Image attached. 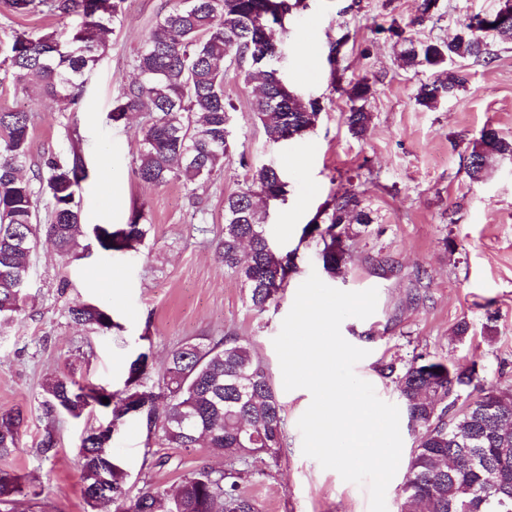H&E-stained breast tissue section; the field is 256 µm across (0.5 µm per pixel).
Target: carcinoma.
<instances>
[{
    "label": "carcinoma",
    "mask_w": 512,
    "mask_h": 512,
    "mask_svg": "<svg viewBox=\"0 0 512 512\" xmlns=\"http://www.w3.org/2000/svg\"><path fill=\"white\" fill-rule=\"evenodd\" d=\"M126 0H0L10 14L77 15L80 24L65 35L56 30L38 36L11 31L0 65L17 82H35L57 98L63 110L75 111L83 98L85 75L105 53L104 34L121 23ZM303 0H174L149 32L134 60L136 81L123 87L110 112L118 123L130 112L146 113L141 126L135 174L147 184L194 182L224 169L230 146L231 110L224 97V76L234 69L248 82L262 80L254 112L269 139L286 143L313 129L320 102L305 99L287 85L280 68L283 18ZM512 42V23L485 27V16L466 17L450 41L410 44L400 54L402 66L425 67L437 79L420 85L415 102L432 109L464 88L467 73L449 63L494 58L495 41ZM370 87L356 83L345 114L349 132L361 137L371 123L366 108ZM28 112L0 110V323L18 318L27 301L20 282L29 281L31 259L41 232L59 255L80 258V184L88 176L81 153L49 154L35 180L50 197L49 223H40L38 192L21 175L29 157ZM468 173L479 181L489 157L512 156V140L484 128L471 141ZM245 190L224 197V235L218 242L224 268L245 288L249 308L261 312L278 302L297 269L296 251H282L266 234V206L258 200L280 199L287 182L274 164L252 166ZM137 210L119 228L96 225L94 238L106 252L136 248L149 227ZM369 223L359 196L336 197L327 221L306 224L302 238L316 242L323 270L334 276L346 266L352 224ZM74 323L93 333L112 330L105 309L79 302L67 310ZM150 356L140 352L130 362L119 401L103 386L81 383L70 374L54 375L42 386L41 415L80 419L99 409L111 420L87 430L78 456L83 495L90 507L110 502L114 512H259L256 501L241 491L243 475L255 461L276 457L284 446L283 408L268 367L251 344L231 332L219 339L202 336L174 346L157 373L146 382ZM397 374V388L409 420L422 429L409 459L410 477L400 512H512V389L485 388L476 382L475 365L447 364L416 356ZM164 405L158 406V398ZM109 399L105 404L102 399ZM140 418L163 448L191 449L205 444L225 459V467L199 466L170 488L148 487L132 497L127 472L110 451L112 437L127 418ZM24 414L0 411V459L19 447ZM53 428L44 430L38 453L57 454ZM23 491L22 477L0 470V503Z\"/></svg>",
    "instance_id": "carcinoma-1"
}]
</instances>
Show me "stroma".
<instances>
[{"label": "stroma", "mask_w": 512, "mask_h": 512, "mask_svg": "<svg viewBox=\"0 0 512 512\" xmlns=\"http://www.w3.org/2000/svg\"><path fill=\"white\" fill-rule=\"evenodd\" d=\"M421 3L306 0L284 21L279 66L296 91L321 102L314 128L297 141L271 142L253 111L254 84L228 72L224 95L234 107V139L224 170L187 186L139 181L133 168L143 115L129 113L121 125L109 118L113 99L135 76L137 52L171 0H127L121 24L107 35V50L87 75L78 111H62L39 89L0 79V108L33 115L25 175L33 176L44 156L74 147L89 172L80 189L87 255L64 260L40 237L22 319L0 326V410L20 408L27 415L17 450L0 459V468L23 476L25 493L0 512H113L86 503L77 456L83 433L105 424L106 416L60 418L56 456L46 460L37 452L46 426L38 399L47 377L69 369L77 380L118 391L139 352H150L158 366L177 343L228 331L252 343L268 367L285 419L280 457L250 466L245 493L261 512H369L367 486L344 481L303 454L297 422L311 394L283 390L273 346L298 287L322 267L302 229L324 222L335 197L347 191L360 197L372 222L354 225L347 265L324 281L345 291L378 290L374 314L341 324L344 339L368 352L356 375L395 405V380L381 368L403 366L420 354L476 363L484 387L512 386V157L491 158L480 181L467 173V146L484 127L512 138V43H498L490 63L466 62L465 88L435 109L421 108L414 97L433 72L401 67L408 41L451 40L465 15L495 13L500 2L437 0L432 20L419 25ZM334 41L341 47L331 65ZM358 81L371 87L372 114L360 138L344 123L348 91ZM243 157L284 169L287 192L270 203L267 232L276 247L298 256L278 304L261 313L245 304L240 280L216 253L224 198L248 183ZM138 209L150 224L138 251L110 253L95 245L92 225L128 223ZM379 257L391 260V271L376 268ZM76 302L108 309L112 331L97 335L71 323L67 308ZM462 322L468 331L460 336ZM112 453L134 494L172 486L203 464L224 465L223 457L203 448L157 447L137 418L114 434Z\"/></svg>", "instance_id": "obj_1"}]
</instances>
